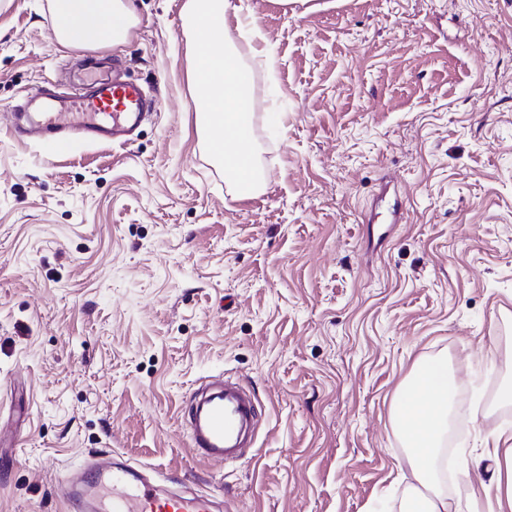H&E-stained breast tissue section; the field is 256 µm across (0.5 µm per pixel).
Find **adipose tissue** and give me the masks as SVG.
<instances>
[{
    "instance_id": "1",
    "label": "adipose tissue",
    "mask_w": 512,
    "mask_h": 512,
    "mask_svg": "<svg viewBox=\"0 0 512 512\" xmlns=\"http://www.w3.org/2000/svg\"><path fill=\"white\" fill-rule=\"evenodd\" d=\"M55 34L71 48L88 41L108 46L125 44L138 22L131 0H56ZM185 27L193 52L189 81L195 126L212 159L224 169V181L235 198L264 191L266 179L253 135L250 60L261 57L256 20L232 0H187ZM247 155L252 165L240 176L235 160ZM455 371L447 359L419 361L403 381L394 400L396 432L406 441V461L415 479L402 512H448L439 490L440 450L448 434ZM482 458L503 464L495 480L497 512H512V440L493 434L485 438Z\"/></svg>"
}]
</instances>
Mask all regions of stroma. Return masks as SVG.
Listing matches in <instances>:
<instances>
[{
	"label": "stroma",
	"instance_id": "stroma-1",
	"mask_svg": "<svg viewBox=\"0 0 512 512\" xmlns=\"http://www.w3.org/2000/svg\"><path fill=\"white\" fill-rule=\"evenodd\" d=\"M233 2L276 58L242 200L195 130L186 0L69 49L53 0H0V512H66L58 476L105 450L235 512H399L393 398L435 356L459 369L449 512H494V463L462 464L512 433V0ZM95 56L157 89L128 145L15 132L13 104ZM222 373L263 416L218 465L179 406Z\"/></svg>",
	"mask_w": 512,
	"mask_h": 512
}]
</instances>
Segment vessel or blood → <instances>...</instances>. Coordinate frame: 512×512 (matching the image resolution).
Here are the masks:
<instances>
[{
    "label": "vessel or blood",
    "instance_id": "vessel-or-blood-1",
    "mask_svg": "<svg viewBox=\"0 0 512 512\" xmlns=\"http://www.w3.org/2000/svg\"><path fill=\"white\" fill-rule=\"evenodd\" d=\"M27 101L35 107L34 123L54 134V152L67 150L76 134L89 142L112 141L125 124L153 107L136 80L103 76L72 92L41 86ZM182 420L193 451L215 463L243 459L255 444L260 423L255 395L227 376L192 388ZM58 488L71 512H216L212 493L162 491L142 466L114 460L108 453L63 476Z\"/></svg>",
    "mask_w": 512,
    "mask_h": 512
}]
</instances>
